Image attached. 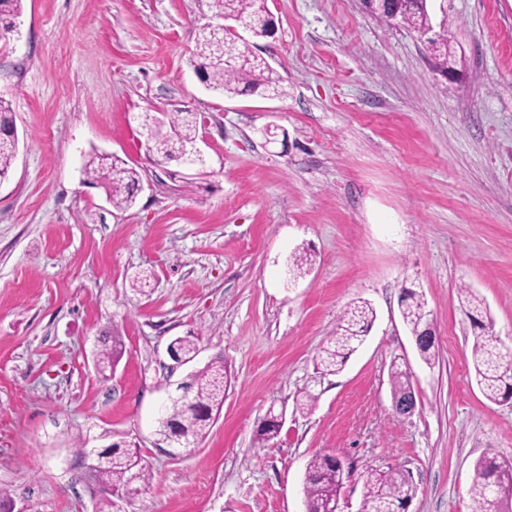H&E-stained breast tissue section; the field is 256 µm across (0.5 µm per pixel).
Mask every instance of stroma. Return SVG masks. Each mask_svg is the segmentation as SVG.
<instances>
[{"mask_svg": "<svg viewBox=\"0 0 512 512\" xmlns=\"http://www.w3.org/2000/svg\"><path fill=\"white\" fill-rule=\"evenodd\" d=\"M210 0H23L0 40V98L18 134L0 182V488L12 512H97L106 496L78 444L140 448L154 478L121 512H305L313 456L350 476L339 512H363L368 475L410 472L408 512H471L474 464L512 461V399L480 392L460 287L512 349V0H429L433 34L386 27L360 0H268L254 51L286 96L225 97L191 64ZM199 119L205 164L156 161L144 113ZM285 131L267 143L263 130ZM140 178L119 210L90 184L92 153ZM309 272L288 273L298 249ZM148 271L146 292L132 280ZM432 314L418 355L403 289ZM376 320L341 371L317 356L356 301ZM123 350L111 375L95 357ZM199 353L176 365V337ZM221 359L234 373L196 447L168 452L160 408ZM417 407H392V367ZM312 396L307 412L297 401ZM279 435L255 447L268 409Z\"/></svg>", "mask_w": 512, "mask_h": 512, "instance_id": "35a3bbf8", "label": "stroma"}]
</instances>
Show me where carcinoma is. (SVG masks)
<instances>
[{"instance_id":"1","label":"carcinoma","mask_w":512,"mask_h":512,"mask_svg":"<svg viewBox=\"0 0 512 512\" xmlns=\"http://www.w3.org/2000/svg\"><path fill=\"white\" fill-rule=\"evenodd\" d=\"M362 6L388 27L402 26L420 33L431 28L427 0H399L389 9L376 0H362ZM211 8L215 18L232 16L251 25L252 37H267V25L271 21L267 0H212ZM431 43L437 68L445 74L455 71L448 38L442 35ZM193 63L196 73L203 75L208 87L225 96L258 92L269 96L285 95L281 77L253 53L248 41H227L224 32L211 23L198 29ZM142 127L149 134V150L160 162L171 158L177 148L197 140V117L189 111L174 112L166 122L156 121L147 114ZM17 149L18 138L14 133L0 135V181L8 177ZM83 172L89 182L104 188L112 206L126 209L135 202L138 173L122 160L92 155L84 163ZM459 296L467 317L478 321L476 313L482 308V300L468 288L460 289ZM401 316L415 337L430 323L431 313L422 295L410 291L401 300ZM374 320L375 312L368 302L358 301L348 307L336 335L318 356L323 371L339 372L348 356L363 342ZM479 329L471 347L475 381L487 400L497 402L512 396V353L502 351L497 337L489 334L486 325H479ZM119 347V339L114 336L112 345L99 351L100 373L112 368L120 353ZM230 380L224 361L206 365L189 384L190 397L179 398L166 409L164 427L175 422L185 440L201 439L224 404V391ZM92 470L109 493L99 512H116L118 501L127 494L131 476L137 477L142 488L153 479L151 466L140 449L126 444L103 449L94 459ZM349 476L350 472L338 457L313 458L307 466L304 482L307 512H337L340 492ZM416 492L411 476L400 469L372 473L365 484L367 512H406ZM471 496L472 512H512V462L495 456H483L476 461Z\"/></svg>"}]
</instances>
